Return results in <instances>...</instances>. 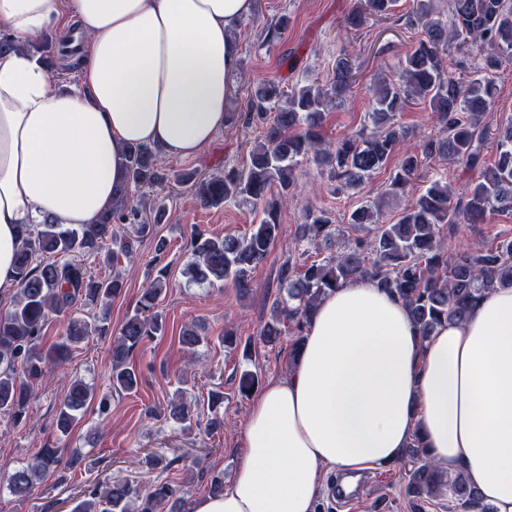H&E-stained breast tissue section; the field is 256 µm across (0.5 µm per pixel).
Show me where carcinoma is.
I'll use <instances>...</instances> for the list:
<instances>
[{
  "label": "carcinoma",
  "instance_id": "carcinoma-1",
  "mask_svg": "<svg viewBox=\"0 0 512 512\" xmlns=\"http://www.w3.org/2000/svg\"><path fill=\"white\" fill-rule=\"evenodd\" d=\"M397 0H354L345 27L359 30L370 20L394 14ZM408 22L420 29L414 49L399 60L396 78L374 89L370 128L357 135L324 143L317 128L328 104L344 103L355 82L359 63L341 52L327 77H312L285 91L275 81L261 84L244 110L226 112L224 125H262V139L250 150V163L230 167L222 174L187 176L204 207L227 201L250 203L261 209L260 223L242 237H214L194 232L188 243L191 260L185 274L191 281L209 286L222 282L245 297L251 291V271L267 257L279 234L281 209L295 190V172L309 160L329 168L340 189H356L372 174L401 154L390 172L382 200L355 208L347 223L375 225L371 239L355 238L336 247V225L328 213L307 209L297 225L296 239L321 245L331 254L298 267L285 260L278 271L280 298L272 305V319L259 336L271 344L283 334L291 337L295 359L313 309L326 294L342 285L367 280L394 295L408 308L424 337L448 322L463 321L487 290L512 284V241L494 248L448 254L440 238L442 224H482L487 215L507 206L512 209V121L492 133L482 117L494 99L496 72L512 63V0H451V14L437 0H413ZM288 29V17L269 26L263 44L272 45ZM473 48L477 77H458L447 66L448 45ZM424 105L437 115L439 131L419 144V151L404 149L412 132L397 116L413 105ZM495 149L494 166L485 168L484 152ZM445 160L477 172L468 180L461 198L448 183L436 180L394 223L382 221V201L405 194L421 160ZM166 181L163 160L149 146H134L126 155V185L96 222L65 227L50 220L22 227L15 253L16 291L11 308L0 313V414L18 425L27 419L26 409L35 383L52 368L65 362L71 351L92 335L109 333L110 309L106 301L119 295L123 278L116 272L100 276L88 259L115 269L121 259L137 252L141 238L164 222L163 205L146 206L131 191L160 187ZM168 288L165 269L144 289L139 304L123 321L112 340L110 392L99 398L105 414L112 394L138 390L142 373L130 363L133 353L147 340L166 329L161 297ZM63 324L59 342L44 350V331L49 320ZM206 339L201 325L185 326L179 336L184 350L195 353ZM257 374L244 371L238 392L243 397L259 388ZM94 388L82 379L73 380L59 401L56 428L68 436L81 419ZM224 395L209 397L205 432L224 429L220 414ZM150 419L171 420L185 432L199 425L198 414L183 398L166 408L149 407ZM403 455L416 461L407 473V494L426 499L443 490L462 512H492L478 491L461 474L439 470L429 459L422 438L415 434ZM86 457L64 456L58 448H40L30 462L8 475L0 488L26 497L35 483L58 470L73 474ZM73 512H185L180 490L168 482L140 483L115 476L105 488L84 491Z\"/></svg>",
  "mask_w": 512,
  "mask_h": 512
}]
</instances>
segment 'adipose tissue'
Returning a JSON list of instances; mask_svg holds the SVG:
<instances>
[{"label":"adipose tissue","mask_w":512,"mask_h":512,"mask_svg":"<svg viewBox=\"0 0 512 512\" xmlns=\"http://www.w3.org/2000/svg\"><path fill=\"white\" fill-rule=\"evenodd\" d=\"M255 0H0V32L71 24L78 85L52 87L37 56L0 54V296L12 293L22 225L96 220L119 193L128 146L193 157L224 128L240 58L228 32ZM462 473L492 512H512V285L461 322L421 336L368 281L316 306L288 375L267 382L243 424L224 491L192 512H314L326 469L398 460L412 434Z\"/></svg>","instance_id":"adipose-tissue-1"}]
</instances>
